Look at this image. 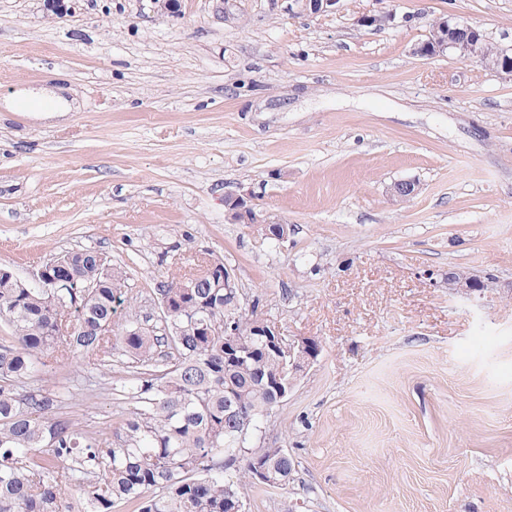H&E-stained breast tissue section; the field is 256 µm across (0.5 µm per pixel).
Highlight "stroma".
I'll list each match as a JSON object with an SVG mask.
<instances>
[{"label": "stroma", "instance_id": "stroma-1", "mask_svg": "<svg viewBox=\"0 0 512 512\" xmlns=\"http://www.w3.org/2000/svg\"><path fill=\"white\" fill-rule=\"evenodd\" d=\"M385 9L403 23L361 26ZM439 17L512 52V0H0V266L103 250L147 312L181 255L219 258L321 345L248 441L294 481L248 512H512V74L415 56ZM41 87L72 111L10 110ZM240 194L287 240L234 220ZM69 410L119 422L97 378ZM448 287L455 294L471 296L474 292L482 288L477 277L464 271L448 273Z\"/></svg>", "mask_w": 512, "mask_h": 512}]
</instances>
